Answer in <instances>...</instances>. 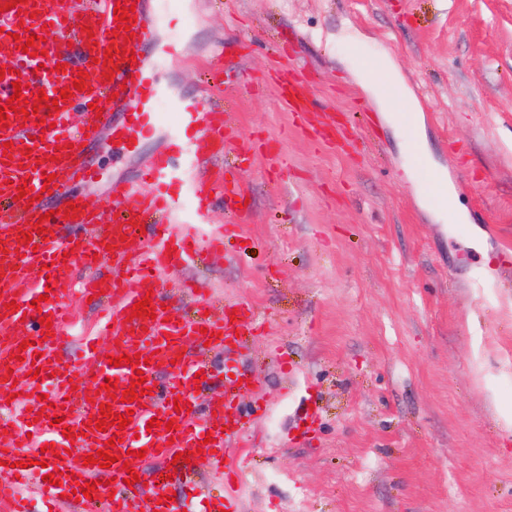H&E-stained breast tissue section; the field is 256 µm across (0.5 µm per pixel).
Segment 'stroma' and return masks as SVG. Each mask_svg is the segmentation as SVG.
I'll return each instance as SVG.
<instances>
[{"label":"stroma","mask_w":512,"mask_h":512,"mask_svg":"<svg viewBox=\"0 0 512 512\" xmlns=\"http://www.w3.org/2000/svg\"><path fill=\"white\" fill-rule=\"evenodd\" d=\"M188 6V28L160 23L141 49L164 82L198 94L224 42L247 52L215 94L232 135L254 143L225 163L248 189L244 234L226 240V256L166 276L258 312L237 362L258 376L264 406L249 433L244 512H512V271L487 267L512 248V0ZM176 37L185 53L160 60ZM387 61L416 130L360 80ZM292 63L317 100L303 118L280 97ZM321 112L357 114L372 144L354 131L345 149L322 143L312 133ZM416 134L463 218L439 213L411 167ZM159 147L146 138L129 149L103 130L88 152L93 178L64 192L98 208ZM474 208L483 224H470ZM68 301L67 365L100 312L78 293ZM306 403L319 416L302 436Z\"/></svg>","instance_id":"1"}]
</instances>
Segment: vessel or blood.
<instances>
[{"instance_id":"obj_1","label":"vessel or blood","mask_w":512,"mask_h":512,"mask_svg":"<svg viewBox=\"0 0 512 512\" xmlns=\"http://www.w3.org/2000/svg\"><path fill=\"white\" fill-rule=\"evenodd\" d=\"M133 7L130 29L118 28L115 7ZM158 18L150 0H18L0 12V59L9 71L0 77V107L13 95L14 82H21L22 97L35 103L38 92L57 100L59 110L42 107L29 116H9L0 129V406L10 405L0 416V429L12 431L7 451L0 455V506L8 512H25L17 495L19 483L37 482L43 495L57 498L71 493L76 484L93 483V498H81L87 512L106 503L108 512H174L164 500L170 484L186 483L189 465L180 452L198 448L199 441L213 437L214 468L224 473V496L209 498L197 492L196 512H240L237 495L239 469L236 450L246 448L245 413L240 401L247 394L242 371L227 375L228 362L236 360L240 333L253 327V309L248 302L234 301L219 315H199L177 320L165 309L169 290L162 277L171 266L193 261L202 254H223L224 238L236 225L208 237L197 236L178 222L180 200L172 188L181 185L194 197L196 221L209 214L215 198L227 209H235L243 198L241 184L214 177L211 161L232 151L223 112L212 108L207 95L186 97L162 84L143 58L129 60L127 53L137 45L151 43ZM33 40L34 54L23 53L18 41ZM79 47L87 65L84 77L75 70H57L59 40ZM112 60H105V53ZM83 87L60 99L62 88L74 80ZM282 97L291 112L308 111L311 92L299 84L287 85ZM167 101L173 114L163 121L159 101ZM52 118L53 128L44 130L40 119ZM123 138L140 139L163 133L164 147L144 170L149 182L140 192L131 182L117 184L109 199L97 210L77 204L74 219L51 214L49 200L61 193L59 175L81 183L91 176L84 146L96 140L102 129ZM26 197H19V187ZM74 227L73 235L59 233L61 224ZM148 233H141V226ZM86 270L82 290L102 295L109 305L101 337L92 338L79 349L76 371H69L58 357L70 341L67 328L68 294L63 279L70 266ZM116 270L101 278L102 265ZM151 297L153 317L132 316L133 304ZM39 307H32L33 299ZM51 326H42V318ZM32 341L21 349L22 341ZM207 346L214 356L202 364L188 356L192 346ZM140 354L144 365L112 366L109 357ZM26 368L33 380L19 389L7 378L11 369ZM172 371L169 380L158 377L159 368ZM78 375L79 393H72L69 378ZM144 376L143 396L132 404L123 398L130 383ZM223 377L221 401L198 407L192 392L200 377ZM117 382L116 391L104 388L106 380ZM57 392L43 399L46 383ZM130 414L125 429L96 428L100 410ZM107 451L114 463L107 468L84 464L71 454V443ZM168 466L152 490L141 483L129 484L123 463H134V453ZM52 473L61 480L52 485L44 479Z\"/></svg>"}]
</instances>
